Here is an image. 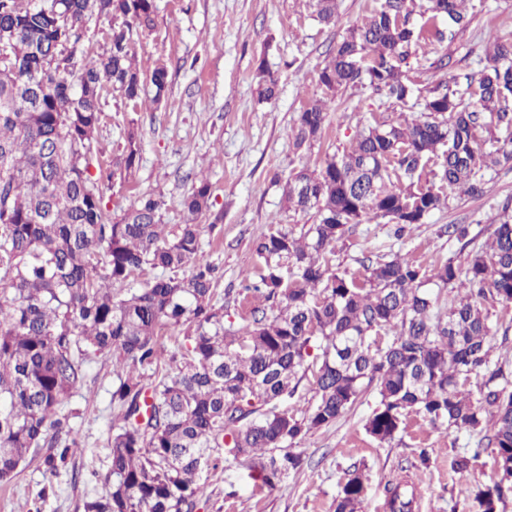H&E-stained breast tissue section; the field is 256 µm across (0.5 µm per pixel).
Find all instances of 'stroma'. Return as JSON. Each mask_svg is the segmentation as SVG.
<instances>
[{
    "label": "stroma",
    "mask_w": 512,
    "mask_h": 512,
    "mask_svg": "<svg viewBox=\"0 0 512 512\" xmlns=\"http://www.w3.org/2000/svg\"><path fill=\"white\" fill-rule=\"evenodd\" d=\"M378 3L336 0V22L325 26L313 20L309 0H154L152 24L134 26L132 39L142 72L158 63L166 66L165 97L154 102L149 84L136 104L110 93L101 97L98 158L108 162L128 147L137 150L134 168L102 183L113 217L150 196L162 201L164 223L177 227L187 219L183 197L207 180L212 206L198 219L199 257L215 266L216 297L233 319L262 301L260 293L246 288L258 279L256 240L276 228L298 235L316 221L314 212L287 206L284 177L294 169L318 167L325 156L348 148L363 125L393 112L385 97L364 88L327 99L318 82L330 48ZM465 9L470 22L453 40L418 47L408 73L417 87L442 78L479 77L487 41L512 37V0H466ZM441 58L447 65L440 70ZM261 63L279 80V98L271 105L256 101L253 74ZM322 100L329 112L321 137L294 148L298 113ZM511 201L512 165L493 168L481 196L449 192L447 207L403 237H395L393 225L381 219L353 226L337 242L330 264L355 276L366 257L412 259L426 273L423 289L438 297L436 312L447 313L460 292L436 280L435 269L448 258L461 262L467 256L462 243L449 238L447 225L486 232ZM488 309L489 364L512 373V308L494 302ZM88 378L91 387L77 389L68 400L80 411L74 424L83 441L74 474H61L55 494L42 503L43 471L31 462L8 488H0V512H27L36 502L41 512H84L86 500L105 494L104 447L116 415L111 393L117 379L101 357L89 365ZM377 403V393L367 390L336 422L301 441L302 468L283 475L275 489H258L255 471L244 465L228 463L208 473L206 496L195 512H334L344 474L354 464L365 484L358 512H389L386 488L401 475L417 490L415 512H463L479 489L498 480L486 456L463 473L452 467L455 457L476 448L478 434L431 426L411 410L391 442L377 441L365 429ZM420 448L429 451L427 463L417 459Z\"/></svg>",
    "instance_id": "35a3bbf8"
}]
</instances>
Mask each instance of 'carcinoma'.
Listing matches in <instances>:
<instances>
[{"mask_svg": "<svg viewBox=\"0 0 512 512\" xmlns=\"http://www.w3.org/2000/svg\"><path fill=\"white\" fill-rule=\"evenodd\" d=\"M310 2L319 23H336V0ZM464 2L380 0L329 51L318 73L327 94L366 86L401 109L420 106L422 119L376 120L342 154L289 173L286 202L315 211L317 222L299 237L277 228L256 241L264 267L255 289L265 304L226 325L213 269L198 259L194 220L210 209V184L200 180L185 197L188 223L172 232L151 197L112 220L90 172L102 91L140 99L131 32L151 23L153 0H59L55 12L37 0H0V46L11 54L0 62V486L38 457L41 498L55 493L82 447L68 400L103 356L118 379L110 490L85 512H194L203 473L226 462L250 463L274 489L304 463L294 447L369 388L379 402L365 428L381 443L395 438L409 409L457 431L489 424L453 468L490 456L499 479L468 512H499L512 498V391L503 370L489 368L482 302L512 304V220L492 224L488 247L473 248L465 265L436 268L440 282L466 290L445 320L419 291L425 272L414 262L398 254L363 261L364 274L350 276L326 260L353 225L382 219L400 234L444 207L447 197L422 183L429 162L441 184L472 197L483 194L488 169L512 163V41L494 39L488 65L464 87L453 77L417 93L407 77L417 46L451 40L465 25ZM94 16L111 21L100 52L85 36ZM254 79L257 102L273 103L278 80L262 63ZM150 81L158 102L167 68L154 66ZM327 118L321 101L299 112L294 147L320 138ZM490 130L504 137L484 149L479 134ZM189 264L190 273L175 275ZM148 267L163 275L128 283ZM381 330L392 332L389 341L377 340ZM301 372L315 389L302 412L294 403ZM472 375L483 379L477 403L460 389ZM363 493L355 468L335 512H357ZM387 493L390 512H413L409 482Z\"/></svg>", "mask_w": 512, "mask_h": 512, "instance_id": "1", "label": "carcinoma"}]
</instances>
